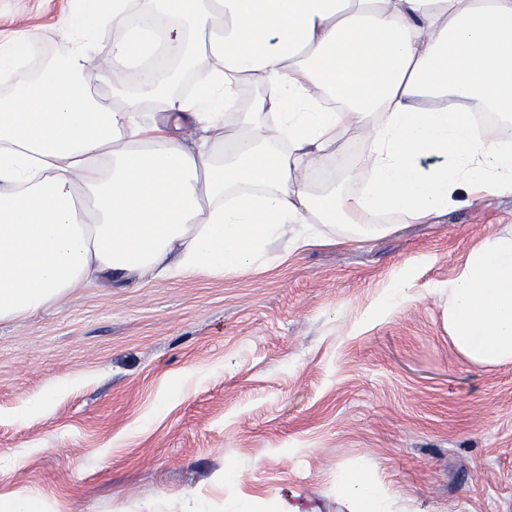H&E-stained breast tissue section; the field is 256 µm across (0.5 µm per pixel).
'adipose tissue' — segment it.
Returning <instances> with one entry per match:
<instances>
[{"instance_id":"1","label":"adipose tissue","mask_w":512,"mask_h":512,"mask_svg":"<svg viewBox=\"0 0 512 512\" xmlns=\"http://www.w3.org/2000/svg\"><path fill=\"white\" fill-rule=\"evenodd\" d=\"M135 10L169 18L161 44ZM105 23L124 35L103 77L87 58ZM59 32L72 50L0 96V321L92 284L243 274L273 239L362 242L387 215L512 196V0H79ZM247 83L266 95L242 104ZM476 112L502 133L479 135ZM188 124L217 143L186 144ZM352 127L367 189L314 188ZM448 333L472 362H512V230L449 280ZM342 485L353 512H389L361 468Z\"/></svg>"}]
</instances>
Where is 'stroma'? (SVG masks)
<instances>
[{
  "label": "stroma",
  "mask_w": 512,
  "mask_h": 512,
  "mask_svg": "<svg viewBox=\"0 0 512 512\" xmlns=\"http://www.w3.org/2000/svg\"><path fill=\"white\" fill-rule=\"evenodd\" d=\"M72 0H0V44L69 53ZM368 169L350 130L326 170ZM224 278L80 288L0 322V500L42 512H351L363 464L398 512H512V363L448 336V282L512 197ZM405 306L366 320L401 285Z\"/></svg>",
  "instance_id": "obj_1"
}]
</instances>
